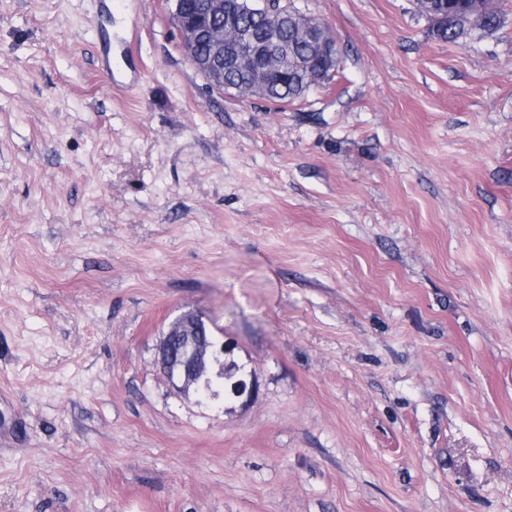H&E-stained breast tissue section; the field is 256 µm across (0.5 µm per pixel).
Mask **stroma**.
<instances>
[{
  "label": "stroma",
  "mask_w": 512,
  "mask_h": 512,
  "mask_svg": "<svg viewBox=\"0 0 512 512\" xmlns=\"http://www.w3.org/2000/svg\"><path fill=\"white\" fill-rule=\"evenodd\" d=\"M294 102L211 88L168 0H0V512H512V0H294ZM187 310L248 402L175 393ZM422 3L430 6L432 10H429L421 3H417L423 15L428 20L431 26V30L436 26V20H441L448 17V9L454 8L456 5H464L469 14L472 16L471 20L476 25H484V15L491 12L494 8V2L490 0H422ZM439 13V15H435Z\"/></svg>",
  "instance_id": "stroma-1"
}]
</instances>
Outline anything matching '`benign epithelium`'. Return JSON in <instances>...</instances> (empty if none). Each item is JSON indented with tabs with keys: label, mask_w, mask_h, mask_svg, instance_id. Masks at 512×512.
Returning a JSON list of instances; mask_svg holds the SVG:
<instances>
[{
	"label": "benign epithelium",
	"mask_w": 512,
	"mask_h": 512,
	"mask_svg": "<svg viewBox=\"0 0 512 512\" xmlns=\"http://www.w3.org/2000/svg\"><path fill=\"white\" fill-rule=\"evenodd\" d=\"M171 17L179 35L182 52L209 86L250 97H264L266 88L288 84L293 72L284 58L288 43L283 38V20L292 14L298 21L295 35L310 46V64L336 72V42L318 18L290 7L282 0H170ZM423 15L436 26L448 17V10L464 6L476 25H484V15L494 8L492 0H422ZM253 16L264 21L263 31L244 41L231 38L239 23ZM232 349L214 339L204 317L195 311L180 314L169 326L159 347V363L172 389L187 393L200 391L198 381L210 362H217Z\"/></svg>",
	"instance_id": "7a95c632"
}]
</instances>
